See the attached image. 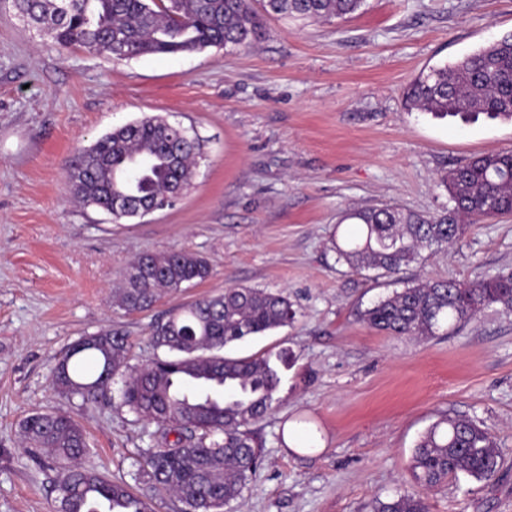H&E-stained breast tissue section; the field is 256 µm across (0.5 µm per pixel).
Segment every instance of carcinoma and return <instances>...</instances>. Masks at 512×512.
I'll return each mask as SVG.
<instances>
[{
    "mask_svg": "<svg viewBox=\"0 0 512 512\" xmlns=\"http://www.w3.org/2000/svg\"><path fill=\"white\" fill-rule=\"evenodd\" d=\"M20 17L59 49L80 48L134 59L202 52L210 47L247 48L265 36L264 17L302 21L341 19L367 0H12ZM405 104L436 118L483 114L512 120V35L435 66L409 85ZM201 143L178 136L167 119L144 116L98 139L69 165L67 181L85 206L104 209L127 195L131 208L172 205L176 186H191ZM454 207L424 215L396 206H365L346 213L352 224L331 240L336 262L355 271L399 273L431 252L459 241L470 225L512 214V152L484 154L456 165L443 178ZM209 262L181 251L145 253L123 269L115 302L127 312L154 307L163 293L205 281ZM512 312V273L461 282H418L379 300L363 313L371 328L396 336L432 338L451 333L483 310ZM296 310L288 297L260 288L224 293L184 304L157 319L151 340L156 356L131 371L123 404L176 434L173 443L143 451L134 474L145 485L137 495L89 463L83 428L64 412H36L20 421L22 447L60 478L54 512H142L160 493L181 503L180 512H221L237 501L261 463V449L245 430L271 409L279 383L268 356L221 354L230 343L283 327ZM130 344L115 330L73 343L50 380L66 397L112 401V379L128 369ZM502 451L492 433L462 415H445L417 442L411 458L415 483L435 490L465 474L489 482ZM374 512H429L426 499L404 493L375 502Z\"/></svg>",
    "mask_w": 512,
    "mask_h": 512,
    "instance_id": "cac0c4a2",
    "label": "carcinoma"
}]
</instances>
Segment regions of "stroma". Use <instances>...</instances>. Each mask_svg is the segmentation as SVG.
<instances>
[{"label":"stroma","instance_id":"35a3bbf8","mask_svg":"<svg viewBox=\"0 0 512 512\" xmlns=\"http://www.w3.org/2000/svg\"><path fill=\"white\" fill-rule=\"evenodd\" d=\"M265 28L249 50L116 59L50 48L0 0V512H52L57 474L18 436L35 412L71 415L97 469L140 491L141 451L162 427L117 398H64L50 376L68 346L103 328L123 331L140 364L154 355L158 316L234 286L283 293L297 311L225 350L289 353L272 410L250 426L262 461L236 512H372L376 498L416 491L417 440L457 414L496 436L501 468L429 492L430 512H512V314L491 308L427 340L361 319L411 283L512 272V214L379 279L338 263L330 243L361 206L450 208L449 169L512 150V121L404 104L422 71L512 33V0H367L343 20L269 16ZM145 115L195 133L203 155L172 206L116 224L73 200L65 166ZM166 251L204 256L210 277L145 312L113 304L120 270Z\"/></svg>","mask_w":512,"mask_h":512}]
</instances>
